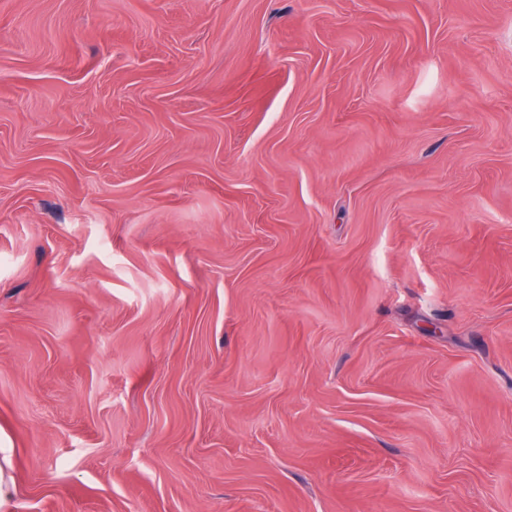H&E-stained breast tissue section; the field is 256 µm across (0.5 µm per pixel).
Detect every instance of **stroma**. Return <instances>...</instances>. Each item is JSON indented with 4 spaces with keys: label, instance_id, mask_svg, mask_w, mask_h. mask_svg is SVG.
I'll return each mask as SVG.
<instances>
[{
    "label": "stroma",
    "instance_id": "35a3bbf8",
    "mask_svg": "<svg viewBox=\"0 0 512 512\" xmlns=\"http://www.w3.org/2000/svg\"><path fill=\"white\" fill-rule=\"evenodd\" d=\"M0 512H512V0H0Z\"/></svg>",
    "mask_w": 512,
    "mask_h": 512
}]
</instances>
